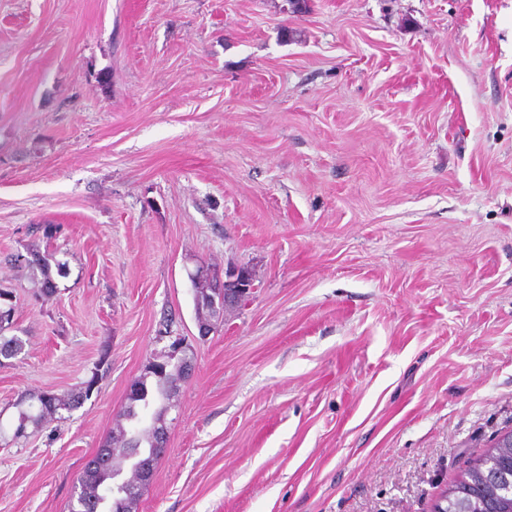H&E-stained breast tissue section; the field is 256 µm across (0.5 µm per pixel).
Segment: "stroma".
I'll list each match as a JSON object with an SVG mask.
<instances>
[{
	"instance_id": "1",
	"label": "stroma",
	"mask_w": 512,
	"mask_h": 512,
	"mask_svg": "<svg viewBox=\"0 0 512 512\" xmlns=\"http://www.w3.org/2000/svg\"><path fill=\"white\" fill-rule=\"evenodd\" d=\"M47 224L55 296L0 265V512H66L167 319L137 512H432L512 431V0H0V258ZM228 261L256 290L199 339ZM191 277L195 279L193 282L194 289V308L196 319L200 327L211 325L212 322H218L223 312L213 307V297L216 292L220 293L219 301H224V310H232L238 308L244 299L249 298L255 289L254 278L250 270L237 264H227L224 268V275L212 269L209 265H197ZM207 283L211 288L205 285L197 284ZM223 320V317H222ZM12 293V291L0 288V356L4 359L15 358L21 353L24 346L22 339L18 336H3L4 332L11 328L13 307L2 308V300L10 301ZM158 337L161 341L168 338L167 345L162 349L161 355L177 359L182 369L183 375L185 376L184 383L191 380L194 373V366L192 358L186 350V348H188V344L185 340V337L173 336L171 333ZM99 371L100 369L96 368L91 377L82 383V387L77 392L29 394L27 398L21 401L23 403L28 400L30 403L27 409L20 410L13 437L15 439L25 438L29 424L39 426L47 418H56V415H60L59 418H61L62 411L70 413L79 408L85 400L91 397L97 386Z\"/></svg>"
}]
</instances>
